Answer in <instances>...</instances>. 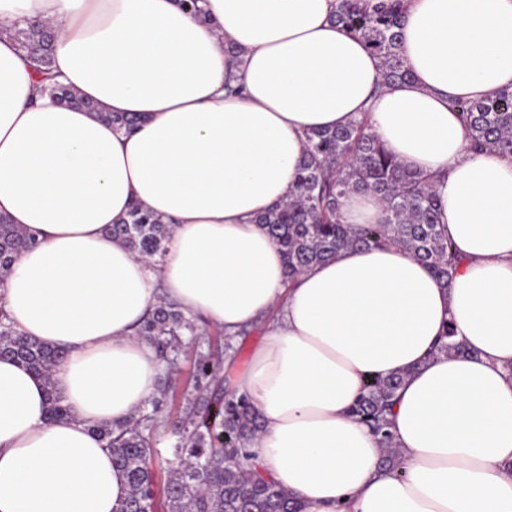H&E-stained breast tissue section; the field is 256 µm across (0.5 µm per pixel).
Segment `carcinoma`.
<instances>
[{
    "label": "carcinoma",
    "mask_w": 512,
    "mask_h": 512,
    "mask_svg": "<svg viewBox=\"0 0 512 512\" xmlns=\"http://www.w3.org/2000/svg\"><path fill=\"white\" fill-rule=\"evenodd\" d=\"M403 0H336L332 14L336 26L362 39L382 61V81L393 85L411 75L401 54ZM13 37L36 64L35 75L58 101L97 113L116 128H133L138 118L99 111L64 86L51 72L53 33L40 25L16 28ZM452 108L469 133V149L496 150L512 155V89H501L483 99L458 100ZM298 161L297 185L281 203L259 213L262 226L282 252L288 280L336 257L343 249H365L397 244L425 264L436 280L448 287L456 272L448 236L439 224L440 202L430 178L405 169L373 132L368 119L347 126L314 130ZM370 192L384 205L380 224L351 226L341 223L343 200L353 192ZM137 258L153 261L164 254L173 225L159 216L132 208L128 217L109 226ZM37 243L36 236L0 217V281L11 270L15 257ZM136 335L154 343L166 363L167 375L178 371L177 358L189 336L197 347L192 387L181 414L173 417L154 399L151 409L138 411L122 425L98 429L107 441L113 464L127 474L130 494L121 512H157L158 475L151 461L162 434L176 438L170 448L168 478L163 488L169 512H306L307 506L292 497L258 465L252 463L249 445L261 428L254 407L225 388L221 367L205 347L196 320L174 304L159 301L144 318ZM438 347L443 355H464L468 349L453 340ZM64 352L49 348L16 331L0 309V357L8 356L27 366L51 385L54 364ZM403 377L393 374L364 385L353 416L381 438L386 463L397 467L390 432V415Z\"/></svg>",
    "instance_id": "carcinoma-1"
}]
</instances>
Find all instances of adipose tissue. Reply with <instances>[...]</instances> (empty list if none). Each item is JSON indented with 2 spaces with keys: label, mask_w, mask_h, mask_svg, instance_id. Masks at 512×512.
<instances>
[{
  "label": "adipose tissue",
  "mask_w": 512,
  "mask_h": 512,
  "mask_svg": "<svg viewBox=\"0 0 512 512\" xmlns=\"http://www.w3.org/2000/svg\"><path fill=\"white\" fill-rule=\"evenodd\" d=\"M405 3L412 78L385 87L334 0H202L201 19L178 0H0V216L39 239L0 304L64 351L47 382L0 358V512H119L128 479L95 430L156 395L163 365L135 329L161 299L229 336L259 330L231 390L262 419L257 462L308 512H512V156L470 151L449 107L512 87V0ZM35 22L56 29L60 82L98 112L41 93L4 32ZM103 111L140 124L113 130ZM364 115L435 177L449 287L395 244L291 282L254 222L295 188L307 132ZM136 205L174 226L158 264L107 232ZM449 328L477 357L434 355ZM399 372L389 472L351 409ZM51 391L67 417L49 420Z\"/></svg>",
  "instance_id": "obj_1"
}]
</instances>
